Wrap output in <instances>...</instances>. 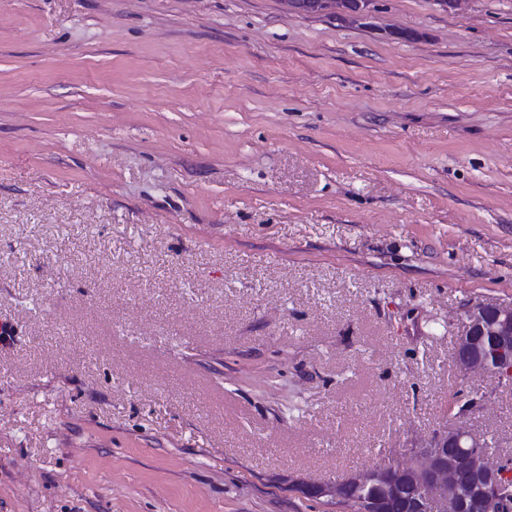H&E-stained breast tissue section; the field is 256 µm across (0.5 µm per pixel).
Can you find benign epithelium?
<instances>
[{"mask_svg":"<svg viewBox=\"0 0 512 512\" xmlns=\"http://www.w3.org/2000/svg\"><path fill=\"white\" fill-rule=\"evenodd\" d=\"M290 12L321 14L339 12L353 21L368 17L370 0L346 6L335 0H283ZM461 331L455 339L453 358L465 375L496 374L512 379V304H476L460 314ZM465 413L424 444L409 449L410 462L383 463L348 473L330 482H310L291 477L293 487L305 497L341 501L352 490L377 486L380 498L366 502V512H390L393 501L403 512H465L477 499L487 509L499 499L504 465L490 460L484 449L489 440L471 432Z\"/></svg>","mask_w":512,"mask_h":512,"instance_id":"1","label":"benign epithelium"}]
</instances>
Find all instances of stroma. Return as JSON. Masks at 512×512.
<instances>
[{
	"label": "stroma",
	"instance_id": "stroma-1",
	"mask_svg": "<svg viewBox=\"0 0 512 512\" xmlns=\"http://www.w3.org/2000/svg\"><path fill=\"white\" fill-rule=\"evenodd\" d=\"M512 0H0V512H337L468 426L512 479ZM356 4L336 5L333 0H283L285 8L290 12L303 14H321L338 12L353 21H360L368 17L371 0H356ZM453 358L464 375L512 379V304H476L460 314Z\"/></svg>",
	"mask_w": 512,
	"mask_h": 512
}]
</instances>
